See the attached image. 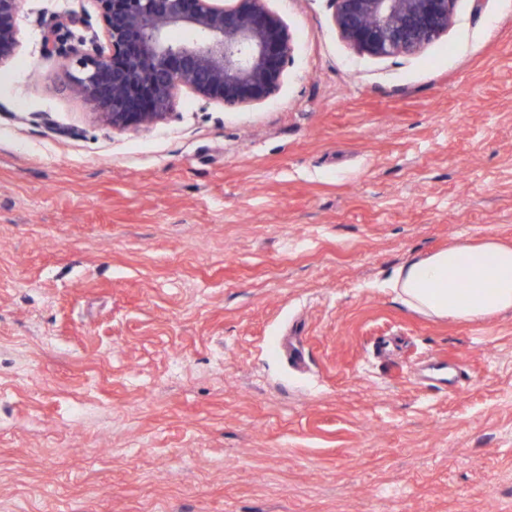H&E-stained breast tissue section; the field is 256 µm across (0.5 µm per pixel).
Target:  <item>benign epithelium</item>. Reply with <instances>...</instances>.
Masks as SVG:
<instances>
[{
    "mask_svg": "<svg viewBox=\"0 0 512 512\" xmlns=\"http://www.w3.org/2000/svg\"><path fill=\"white\" fill-rule=\"evenodd\" d=\"M101 32L77 36L59 15L43 29V53L70 60L71 86L114 130L168 119L182 88L225 108L261 103L279 88L293 52L288 29L265 0H93ZM456 0H331L333 22L357 53L412 55L448 31ZM19 0H0V63L20 46ZM174 31L195 38L175 41ZM106 45H101L99 38Z\"/></svg>",
    "mask_w": 512,
    "mask_h": 512,
    "instance_id": "7a95c632",
    "label": "benign epithelium"
}]
</instances>
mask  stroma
Here are the masks:
<instances>
[{
	"mask_svg": "<svg viewBox=\"0 0 512 512\" xmlns=\"http://www.w3.org/2000/svg\"><path fill=\"white\" fill-rule=\"evenodd\" d=\"M228 109L98 122L20 0L0 64V512H512V311L412 310L397 267L512 245V0L377 58L330 0Z\"/></svg>",
	"mask_w": 512,
	"mask_h": 512,
	"instance_id": "obj_1",
	"label": "stroma"
}]
</instances>
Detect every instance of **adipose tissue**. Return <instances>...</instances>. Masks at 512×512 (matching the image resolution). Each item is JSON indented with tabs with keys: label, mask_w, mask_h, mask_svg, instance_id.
<instances>
[{
	"label": "adipose tissue",
	"mask_w": 512,
	"mask_h": 512,
	"mask_svg": "<svg viewBox=\"0 0 512 512\" xmlns=\"http://www.w3.org/2000/svg\"><path fill=\"white\" fill-rule=\"evenodd\" d=\"M391 283L405 305L438 318L474 320L512 310V247L491 238L461 240L408 260Z\"/></svg>",
	"instance_id": "ef3b65f1"
}]
</instances>
